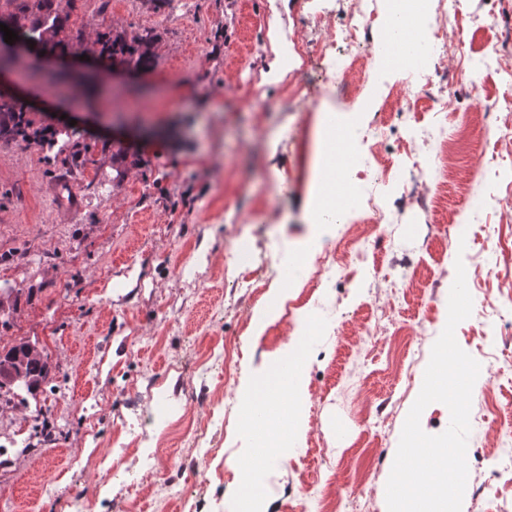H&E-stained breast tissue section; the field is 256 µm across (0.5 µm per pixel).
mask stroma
<instances>
[{
	"instance_id": "obj_1",
	"label": "stroma",
	"mask_w": 512,
	"mask_h": 512,
	"mask_svg": "<svg viewBox=\"0 0 512 512\" xmlns=\"http://www.w3.org/2000/svg\"><path fill=\"white\" fill-rule=\"evenodd\" d=\"M353 0H53L73 44L43 45L44 70L66 69L77 101L35 81L0 74V97L29 117L66 115L59 144L88 148L75 166L49 157L45 143L0 147V349L27 341L51 364L50 385L0 412V445L29 432L31 452L0 468V512H68L74 489L85 512H232L243 465L269 464L257 512H289L303 473L319 467L339 484L371 493L372 512H387L386 483L407 414L423 383L431 348L445 327L457 258L482 261L480 277L497 290L512 279L501 238L512 226V142L503 117L466 112L450 163L430 184L428 208L409 204L402 186L385 202L386 263L412 279L391 293L359 279L324 289L316 300V336L304 351L295 389L305 405L288 415L279 365L296 348L277 325L300 286L272 281L248 327H241V268L285 265L287 254L316 243L313 209L320 136L329 114L354 112L333 85L291 89L303 73L279 36L290 27L311 38L313 19L340 16ZM450 27L464 32L476 98L511 99L512 56L487 0H461ZM155 38L143 74L102 55L98 32ZM286 58L279 81L270 64ZM480 198L463 206L465 195ZM468 227L470 247L449 248V223ZM388 308L409 350L381 337L376 358L355 353L358 332ZM512 318V298L462 321L458 345L481 365L472 393L468 479L462 512H512V485L488 481L478 459L490 427L512 424V344L492 332ZM237 337L239 370L206 368L213 347ZM411 376L401 374L404 359ZM396 388L385 426L367 429L369 404ZM237 397L277 390L266 420L288 426L291 445L269 462L264 432ZM328 458L316 456L317 446ZM382 464L371 469V450ZM109 498H102V491Z\"/></svg>"
}]
</instances>
